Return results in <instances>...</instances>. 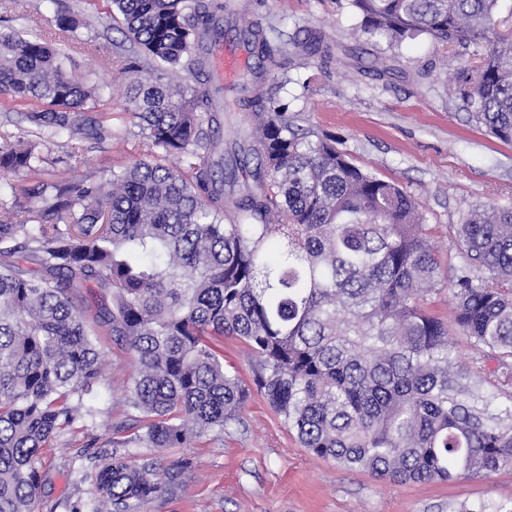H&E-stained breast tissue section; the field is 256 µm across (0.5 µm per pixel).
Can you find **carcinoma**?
<instances>
[{"mask_svg": "<svg viewBox=\"0 0 512 512\" xmlns=\"http://www.w3.org/2000/svg\"><path fill=\"white\" fill-rule=\"evenodd\" d=\"M500 0H344L355 30L401 48L419 35L462 49L452 85L472 118L512 142V37ZM129 53L128 111L154 152L112 169V192L51 185L42 207L14 196L0 223V512H36L41 448L95 424L101 336L134 357L115 448H177L238 418L248 390L212 336L258 358L255 380L301 446L392 482H451L512 467V208L474 206L441 271L415 197L299 137L271 84L294 62L331 56L310 27L293 51L247 31L255 63L238 87L259 137L220 135L223 88L208 68L220 0H111ZM82 25L58 17L62 34ZM0 31V98L35 101L39 130L103 140L84 115L100 88L75 54ZM190 72L195 85L167 76ZM39 143L0 136V172L35 174ZM448 286L452 324L428 312ZM97 288L102 302L85 294ZM480 356L452 366L449 326ZM497 362L486 373L483 359ZM94 490L69 512H140L162 492L156 460L102 454Z\"/></svg>", "mask_w": 512, "mask_h": 512, "instance_id": "1", "label": "carcinoma"}]
</instances>
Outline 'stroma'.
<instances>
[{"label":"stroma","instance_id":"35a3bbf8","mask_svg":"<svg viewBox=\"0 0 512 512\" xmlns=\"http://www.w3.org/2000/svg\"><path fill=\"white\" fill-rule=\"evenodd\" d=\"M81 14L82 38L97 48L77 59L78 69L100 86L103 97L88 115L107 133L94 142L58 135L43 138L41 175H0V214L15 191L39 182L101 181L106 170L148 157L127 111L129 75L120 73L114 52L122 35L114 28L109 0H0V29L54 35L56 17ZM262 21L276 28L278 46L320 29L336 49L328 60L313 57L289 73L277 89L288 102L293 129L314 138L330 136L352 163L399 184L422 204L440 264L454 253V230L473 205L512 207V143L493 138L462 107L449 80L451 48L420 36L385 57V42L353 33L337 0H240L236 27ZM225 366L234 368L248 391L238 422L179 448H137L176 482L143 512H460L480 501L512 500V468L490 477L462 476L453 482L390 483L302 448L258 391L256 357L239 338L213 337ZM101 409L91 432L73 429L43 448L40 512H66L90 497L91 477H79L90 437L110 448L112 423L126 411L133 356L111 337L102 339Z\"/></svg>","mask_w":512,"mask_h":512}]
</instances>
